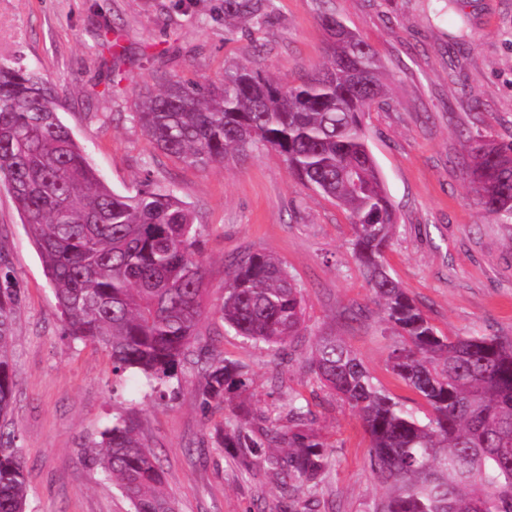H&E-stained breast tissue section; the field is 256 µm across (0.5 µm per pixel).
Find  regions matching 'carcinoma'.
Returning <instances> with one entry per match:
<instances>
[{
	"instance_id": "cac0c4a2",
	"label": "carcinoma",
	"mask_w": 512,
	"mask_h": 512,
	"mask_svg": "<svg viewBox=\"0 0 512 512\" xmlns=\"http://www.w3.org/2000/svg\"><path fill=\"white\" fill-rule=\"evenodd\" d=\"M269 0H225V13L263 22ZM329 62L296 86L241 57L224 78L164 79L136 103L135 119L154 148L208 169L262 146L289 172L352 218L355 261L386 324L401 337L389 367L428 405L425 419L376 384L346 343L319 336L310 364L320 383L362 418L371 468L388 496L383 512H512V339L443 336L388 271L393 206L368 148L363 117L384 93L370 46L326 17ZM57 85L0 58V183L36 244L65 333L135 370L154 389L178 378L206 313L204 257L189 207L173 190H112L60 116ZM463 169L482 216L512 224V143L469 139ZM21 290L0 251V512H29L22 451L7 429L16 380L12 330ZM245 339L285 349L305 328L301 286L271 253L231 265L220 307ZM203 403L246 385L239 364L200 363ZM308 406L288 401V423L256 438L240 415L224 418L214 443L259 457L288 498L310 495L329 457L298 430ZM88 460L127 498L132 512H175L158 456L130 416L112 419L88 445Z\"/></svg>"
}]
</instances>
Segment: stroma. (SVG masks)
<instances>
[{
    "mask_svg": "<svg viewBox=\"0 0 512 512\" xmlns=\"http://www.w3.org/2000/svg\"><path fill=\"white\" fill-rule=\"evenodd\" d=\"M327 16L365 40L386 76L363 123L398 224L385 252L391 275L440 334L512 338V230L481 216L462 167L467 138L512 142V0H271L260 26L226 19L224 0H0V55L60 87L62 120L105 182L125 194L170 188L190 205L209 308L193 351L239 361L248 378L216 407L203 405L190 362L165 398L135 373L113 374L106 352L65 336L41 257L0 186V250L22 293L12 420L31 512H130L86 460L88 442L120 414L137 419L159 456L177 512H292L262 462L243 466L211 436L233 410L257 435L286 424L297 395L313 413L306 431L331 460L314 496L319 512H382L363 422L309 364L314 337H339L389 393L426 407L388 367L401 338L351 253L349 215L291 176L275 151L203 171L154 150L132 119L144 86L216 80L245 55L300 84L327 60ZM105 21L120 37L115 60L98 46ZM255 252L277 256L304 289L306 329L282 352L236 335L217 313L231 262Z\"/></svg>",
    "mask_w": 512,
    "mask_h": 512,
    "instance_id": "stroma-1",
    "label": "stroma"
}]
</instances>
